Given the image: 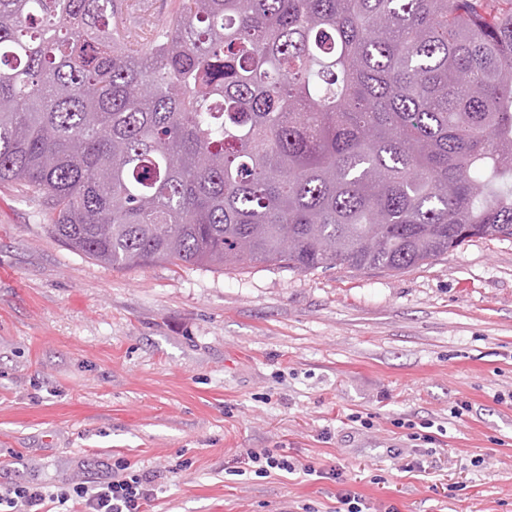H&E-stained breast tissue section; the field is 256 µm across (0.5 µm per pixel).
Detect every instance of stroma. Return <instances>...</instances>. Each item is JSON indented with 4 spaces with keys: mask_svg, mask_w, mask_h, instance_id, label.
Segmentation results:
<instances>
[{
    "mask_svg": "<svg viewBox=\"0 0 512 512\" xmlns=\"http://www.w3.org/2000/svg\"><path fill=\"white\" fill-rule=\"evenodd\" d=\"M46 210L0 185V480L120 460L163 474L149 512H512V239L393 272L123 268ZM250 448L316 472L256 476Z\"/></svg>",
    "mask_w": 512,
    "mask_h": 512,
    "instance_id": "1",
    "label": "stroma"
}]
</instances>
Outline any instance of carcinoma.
I'll list each match as a JSON object with an SVG mask.
<instances>
[{"instance_id":"obj_1","label":"carcinoma","mask_w":512,"mask_h":512,"mask_svg":"<svg viewBox=\"0 0 512 512\" xmlns=\"http://www.w3.org/2000/svg\"><path fill=\"white\" fill-rule=\"evenodd\" d=\"M0 0V183L127 267L398 271L512 239V0Z\"/></svg>"}]
</instances>
